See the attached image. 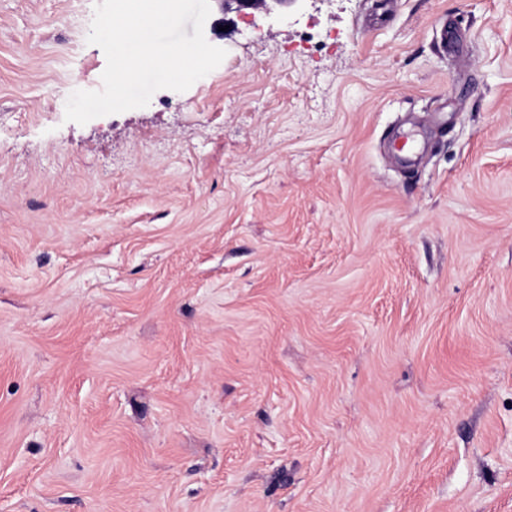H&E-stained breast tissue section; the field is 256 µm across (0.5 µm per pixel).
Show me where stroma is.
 Masks as SVG:
<instances>
[{
    "label": "stroma",
    "instance_id": "obj_1",
    "mask_svg": "<svg viewBox=\"0 0 512 512\" xmlns=\"http://www.w3.org/2000/svg\"><path fill=\"white\" fill-rule=\"evenodd\" d=\"M94 2L0 0V512H512V0H213L80 125ZM301 0H218L224 5V13L235 12L239 16L254 17L255 13L270 14L276 9L288 12V7Z\"/></svg>",
    "mask_w": 512,
    "mask_h": 512
}]
</instances>
